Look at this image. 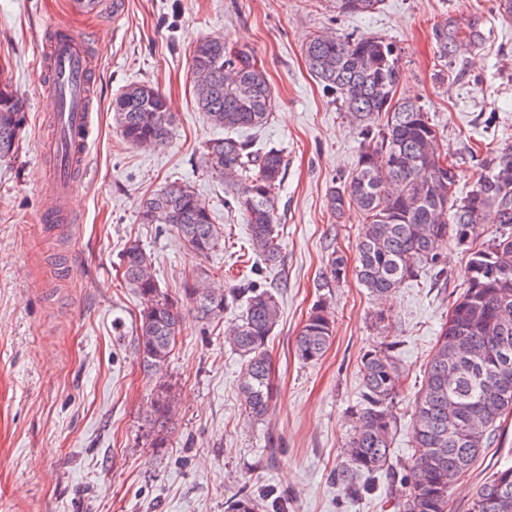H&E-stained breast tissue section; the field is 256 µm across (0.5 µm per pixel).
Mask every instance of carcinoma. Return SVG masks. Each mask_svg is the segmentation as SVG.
<instances>
[{
    "instance_id": "carcinoma-1",
    "label": "carcinoma",
    "mask_w": 512,
    "mask_h": 512,
    "mask_svg": "<svg viewBox=\"0 0 512 512\" xmlns=\"http://www.w3.org/2000/svg\"><path fill=\"white\" fill-rule=\"evenodd\" d=\"M383 0H336V14H368ZM304 57L312 75L336 100L362 137L358 165L349 180L332 186L328 207L336 215L354 206L365 225L356 244L354 273L361 285L382 296L431 269L439 278L441 249L453 239L468 242L469 229L495 212L502 231L472 250L463 275L465 288L453 302L437 337L414 402L412 452L407 464L391 463L397 419L394 400L401 386L393 348L384 340L360 360L362 391L355 408V430L344 448L336 483L357 497L381 471L401 488L398 512H448L452 485L471 471L485 449L495 445L512 414V146L490 157L472 189L458 192V170L438 148V133L428 112L414 101L395 98L399 65L394 46L380 36L314 35ZM199 109L226 130L260 128L268 123L274 95L255 54L206 40L192 57ZM123 139L132 146L163 147L175 117L166 97L149 84L128 86L112 102ZM25 119L17 92L0 80V158L19 151ZM207 160L224 182L240 186L233 197L247 219L250 245L265 265L280 261L276 199L284 179L280 150L254 148L249 139L226 136L207 144ZM142 224H169L200 257L220 246L213 217L195 191L168 184L140 207ZM124 277L145 300L136 329L145 368L162 370L182 322L178 303L161 294L152 261L133 242L121 258ZM348 272L343 255L328 262L321 287L331 288ZM200 269L184 296L195 318L218 323L238 302L245 303L241 324L224 341L244 360L239 393L245 411L266 415L272 400L269 338L279 322L280 301L268 287L248 280L228 290L208 287ZM333 335L325 303L313 306L295 340L304 363L320 360ZM173 398L158 397L151 421L163 425ZM263 505L244 491L227 512H260ZM469 512H512V469L492 472L476 488Z\"/></svg>"
}]
</instances>
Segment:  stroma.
<instances>
[{
  "instance_id": "stroma-1",
  "label": "stroma",
  "mask_w": 512,
  "mask_h": 512,
  "mask_svg": "<svg viewBox=\"0 0 512 512\" xmlns=\"http://www.w3.org/2000/svg\"><path fill=\"white\" fill-rule=\"evenodd\" d=\"M64 2L0 0V77L25 113L18 154L0 160V512H225L242 491L268 488L286 499V512H396L388 475L355 498L333 478L360 400L361 356L383 337L397 343L402 386L393 404V457L406 461L414 394L462 289L469 251L499 226L476 225L465 247L448 242L447 279L425 271L382 298L351 276L332 290L318 288L332 252L354 256L364 224L357 209L337 216L327 206L332 180L351 175L361 144L335 97L309 74L303 49L322 32L392 42L398 95L427 111L465 192L491 154L512 146V16L496 0H383L375 13L348 16L337 15L335 0H123L122 15L96 23L68 17ZM53 22L80 33L96 29L101 51L96 143L71 201L80 221L46 226L38 221L39 143L50 129L35 59ZM442 26L473 32L475 41H449L440 56ZM217 37L263 63L276 108L248 136L280 148L286 162L277 200L281 263L259 275L281 291L269 341L274 394L259 420L239 396L243 361L224 342L243 305L205 325L183 300L184 282L198 267L224 289L257 261L246 219L231 205L235 190L205 155L224 130L195 105L193 52ZM138 83L158 87L176 116L166 147L131 146L112 121L113 99ZM175 181L194 188L224 238L209 257L188 249L170 225L137 220L140 202ZM133 242L151 254L161 291L181 304V332L157 373L145 371L137 346L144 301L122 277L121 253ZM320 300L335 332L325 355L306 364L295 356V338ZM165 393L174 402L160 429L148 408ZM159 436L165 443L157 448ZM509 466L512 417L500 443L451 488L448 512H468L477 482Z\"/></svg>"
}]
</instances>
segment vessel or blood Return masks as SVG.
<instances>
[{
    "instance_id": "obj_1",
    "label": "vessel or blood",
    "mask_w": 512,
    "mask_h": 512,
    "mask_svg": "<svg viewBox=\"0 0 512 512\" xmlns=\"http://www.w3.org/2000/svg\"><path fill=\"white\" fill-rule=\"evenodd\" d=\"M66 9L96 21L112 19L107 0H66ZM98 62L96 35L49 26L37 58V67L46 77L42 97L54 126L52 137L39 144L41 153L52 160L41 186L40 223L52 224L71 213V198L94 144L91 88Z\"/></svg>"
}]
</instances>
